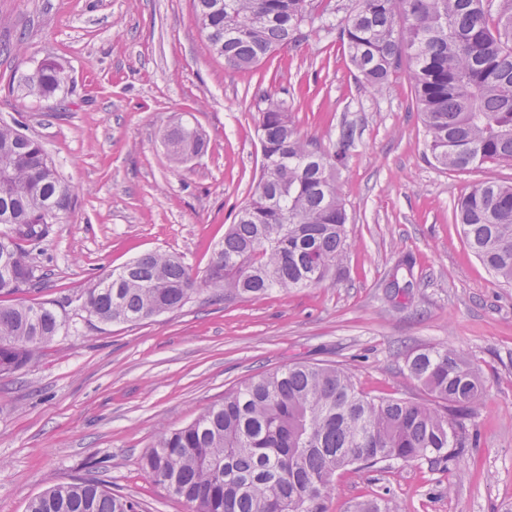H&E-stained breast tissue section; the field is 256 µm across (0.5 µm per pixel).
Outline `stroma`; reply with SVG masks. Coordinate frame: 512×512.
I'll list each match as a JSON object with an SVG mask.
<instances>
[{"label": "stroma", "mask_w": 512, "mask_h": 512, "mask_svg": "<svg viewBox=\"0 0 512 512\" xmlns=\"http://www.w3.org/2000/svg\"><path fill=\"white\" fill-rule=\"evenodd\" d=\"M352 6L323 0L330 30L303 27L299 47L237 71L211 53L192 0H0V118L42 143L74 199L31 248L40 288L6 299L57 303L65 325L28 366L0 375V512H25L47 487L84 478L143 512H191L141 469L160 430L297 363L341 366L370 397L423 401L405 360L441 344L462 350L485 384L457 432L463 451L446 464L341 471L328 512L367 497L395 499L405 512H512V284L487 270L454 218L474 186L512 183V163H436L407 65L381 93L350 66L341 30ZM46 59L70 82L41 101L18 81ZM270 98L318 146L342 123L356 128L337 178L343 263L319 285L261 299L205 290L136 323L89 318L79 296L141 253H177L205 271L256 190ZM178 123L207 140L181 163L163 138Z\"/></svg>", "instance_id": "1"}]
</instances>
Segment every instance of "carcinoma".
Returning <instances> with one entry per match:
<instances>
[{"instance_id": "cac0c4a2", "label": "carcinoma", "mask_w": 512, "mask_h": 512, "mask_svg": "<svg viewBox=\"0 0 512 512\" xmlns=\"http://www.w3.org/2000/svg\"><path fill=\"white\" fill-rule=\"evenodd\" d=\"M211 52L249 70L299 45L303 26L325 27L319 0H192ZM351 65L376 92L407 60L426 146L445 168L512 162V0H355L342 29ZM67 83L42 62L21 79L49 99ZM262 176L235 216L204 277L183 258L151 251L88 288L80 307L102 323L137 322L182 308L206 287L224 301L257 299L322 283L346 250L347 214L336 175L356 141L351 124L321 149L301 137L284 103L267 101L258 126ZM182 162L205 142L197 128L164 133ZM73 197L43 145L0 120V297L43 279L26 245L45 240ZM455 215L473 253L512 284V184L485 182L458 198ZM64 322L51 302L0 304V373L26 367ZM409 377L432 397L372 398L332 366L295 365L261 374L188 425L159 432L143 469L175 487L193 512H326L333 477L353 466L457 456L454 433L484 398V381L451 346L406 357ZM27 512H140V503L94 479L55 484ZM352 512H403L394 499L356 502Z\"/></svg>"}]
</instances>
